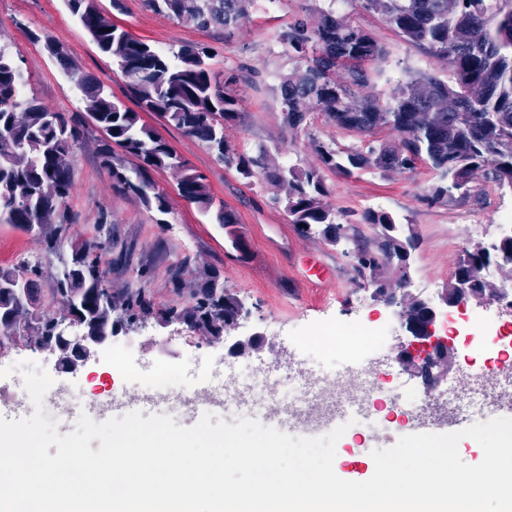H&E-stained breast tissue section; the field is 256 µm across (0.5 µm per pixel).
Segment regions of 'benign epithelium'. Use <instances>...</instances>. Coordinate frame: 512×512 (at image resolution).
<instances>
[{"instance_id": "7a95c632", "label": "benign epithelium", "mask_w": 512, "mask_h": 512, "mask_svg": "<svg viewBox=\"0 0 512 512\" xmlns=\"http://www.w3.org/2000/svg\"><path fill=\"white\" fill-rule=\"evenodd\" d=\"M512 240V232H503L499 237L478 244L484 253L493 257V265L512 263V250L504 244ZM410 266L397 273L392 292L375 289L374 300L392 309L400 318L404 339L399 341L395 357L399 367L421 380L425 392L437 387L439 380L448 373L453 364L451 342L437 332L441 319L452 313H462L470 306L497 305L506 311L512 310V280H502L492 288H474L471 283L459 279L441 297L442 304L430 298L413 294ZM61 338L72 348V361L65 370L74 372L81 365L96 359L101 350L112 344V337L88 336L76 327H67Z\"/></svg>"}]
</instances>
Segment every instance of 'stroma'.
Instances as JSON below:
<instances>
[{
  "mask_svg": "<svg viewBox=\"0 0 512 512\" xmlns=\"http://www.w3.org/2000/svg\"><path fill=\"white\" fill-rule=\"evenodd\" d=\"M101 10L133 36L163 51L205 44L216 53L215 66L224 76H236L240 97L237 119L224 128L226 138L248 152L265 147L270 166H315V143L344 149L359 143L357 134L336 127L320 109L310 114L308 132H289L278 99L282 77L297 66L281 40L295 18L317 26L324 0H256L248 17L230 35L200 30L151 10L145 0H98ZM337 15L368 31L382 46L383 56L368 65L372 91L390 102L396 89L420 75L450 82L447 60L429 55L402 38L363 0H336ZM59 39L72 75H65L48 53L44 40ZM0 40L10 43L21 61L25 92L57 112L79 111L71 76H89L109 88L117 99L126 97V81L101 54L72 17L63 0H0ZM145 122L194 169L205 175L216 200L235 213L237 224L224 227L204 217L177 193L172 172L154 173L167 192L171 211L166 223H156L132 197L112 189L111 174L98 159L101 133L86 127L73 155L74 186L65 205L73 223L61 242L70 253L75 242L106 230L112 247L102 256L107 287L120 290L148 288L156 305H188L189 291L174 294L169 269L187 261L191 270L219 276L227 292L238 295L251 310L250 317L231 331L228 339H204L185 325L160 326L150 319L125 329L79 374L59 373L58 357L18 344L0 351V368L36 358L61 384L82 382L87 395L106 398L133 392L146 372L166 368L179 375L189 370L233 372L239 362L251 364L257 375L264 365L288 357L314 365L307 351L310 342L330 328L357 334L367 326L388 328L401 336L400 321L373 297L371 286L358 279L342 249L319 235L300 234L283 205L281 189L259 178L247 179L218 162L207 147L157 115L144 113ZM330 208L349 214L365 236H374L362 221L366 210L390 213L417 247L411 258L414 293L440 298L452 283L455 264L465 248L499 234L512 217V189L476 182L472 197L452 203H430L435 181L424 165L403 173L358 171L342 176L324 171ZM107 224H100V216ZM241 248H233L232 237ZM44 253L40 238L0 224V267ZM260 334L258 344L239 354L230 353L232 340ZM378 350L379 371L385 387L396 384L422 390L420 379L400 371L392 361L394 347Z\"/></svg>",
  "mask_w": 512,
  "mask_h": 512,
  "instance_id": "35a3bbf8",
  "label": "stroma"
}]
</instances>
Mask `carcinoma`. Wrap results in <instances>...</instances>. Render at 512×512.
Listing matches in <instances>:
<instances>
[{"mask_svg":"<svg viewBox=\"0 0 512 512\" xmlns=\"http://www.w3.org/2000/svg\"><path fill=\"white\" fill-rule=\"evenodd\" d=\"M255 0H148L157 13L201 30L229 31L249 15ZM381 12L408 42L448 60L453 70L449 83L421 75L397 88L393 103L380 104L368 92V61L381 58L382 48L363 29L336 14L333 6L320 10L313 29L304 18L295 19L281 39L303 65L284 77L280 86L283 119L288 129H308L310 108L318 106L336 127L366 137L385 125L398 133L389 143L374 141L336 151L317 144L322 165L351 176L354 171L404 172L419 163L436 177L428 199L445 203L467 198L471 183L512 188V0H365ZM71 15L97 49L127 78L131 108L114 99L105 87L87 77L74 80L84 114L56 112L23 92L24 76L9 44L0 42V224L37 234L45 252L58 266L51 275L49 293L63 307L51 316L36 306L33 297L44 277L42 262L22 260L0 267V328L11 336H32L41 350L68 351L56 344L65 321L85 322L94 336L132 327L148 316L158 322L179 320L209 339L224 335V324L235 316L238 299L227 293L218 276L202 272L187 306L155 307L144 288L114 293L105 286L101 251L107 242L86 240L70 256L58 252L68 230L63 211L73 189V149L85 120L105 135L100 148L102 164L112 174V188L136 197L154 213L155 223L166 224L168 194L153 173L176 175L178 194L204 215L226 226L236 223L224 203L215 200L203 174L142 119L152 112L162 121L196 138L216 159L249 179L260 176L285 190L290 223L302 234L320 233L331 243L349 236L367 256L355 270L376 288H387L386 270L397 271L404 256L415 249L414 239L402 233L386 212L366 211L362 220L378 228L364 239L356 225L340 221L324 202L326 187L321 171L296 165L269 168L267 151L240 152L224 135L225 123L237 115L234 77L221 79L214 53L203 44L165 52L134 37L114 23L98 0H65ZM49 53L71 74L62 43L46 39ZM137 163L130 167L126 158ZM487 260L467 252L456 266L455 277H475Z\"/></svg>","mask_w":512,"mask_h":512,"instance_id":"carcinoma-1","label":"carcinoma"}]
</instances>
